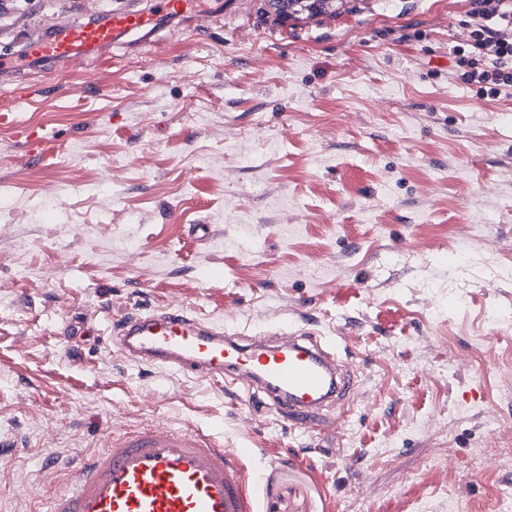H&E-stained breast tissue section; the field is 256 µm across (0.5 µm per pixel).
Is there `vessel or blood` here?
Wrapping results in <instances>:
<instances>
[{"label": "vessel or blood", "instance_id": "obj_1", "mask_svg": "<svg viewBox=\"0 0 512 512\" xmlns=\"http://www.w3.org/2000/svg\"><path fill=\"white\" fill-rule=\"evenodd\" d=\"M199 0H152L146 8L109 12L102 20L59 22L27 42L25 64L67 71L125 45L150 43L161 20H193ZM113 343L130 359L181 375L223 379L236 391L262 392L292 425L323 426L346 404L354 377L315 331L299 327L268 339L238 336L190 309L128 315ZM252 449L226 445L196 427L148 425L115 436L87 458L53 498L50 512H257L248 462Z\"/></svg>", "mask_w": 512, "mask_h": 512}]
</instances>
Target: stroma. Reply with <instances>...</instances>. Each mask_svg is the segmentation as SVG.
<instances>
[{
    "mask_svg": "<svg viewBox=\"0 0 512 512\" xmlns=\"http://www.w3.org/2000/svg\"><path fill=\"white\" fill-rule=\"evenodd\" d=\"M127 2L5 6L0 51ZM355 5L277 22L265 0H210L153 43L0 83V437L17 440L0 512H47L84 456L145 424L254 449L258 512H501L512 88L482 97L457 72L469 0ZM15 120L51 151L32 157ZM157 307L339 339L352 415L300 429L262 393L110 346Z\"/></svg>",
    "mask_w": 512,
    "mask_h": 512,
    "instance_id": "1",
    "label": "stroma"
}]
</instances>
